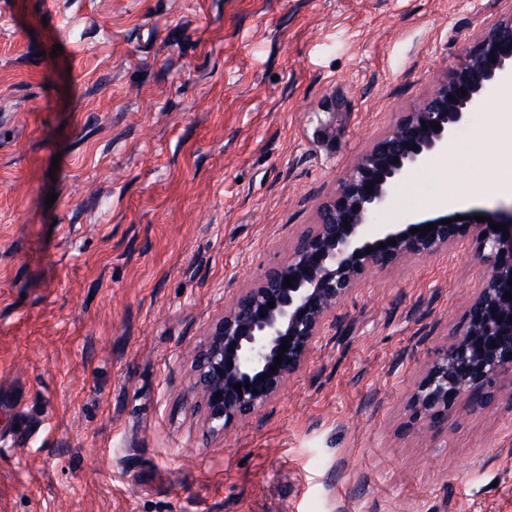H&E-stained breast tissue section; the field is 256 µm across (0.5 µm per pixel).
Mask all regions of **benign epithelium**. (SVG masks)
Masks as SVG:
<instances>
[{
    "instance_id": "benign-epithelium-1",
    "label": "benign epithelium",
    "mask_w": 512,
    "mask_h": 512,
    "mask_svg": "<svg viewBox=\"0 0 512 512\" xmlns=\"http://www.w3.org/2000/svg\"><path fill=\"white\" fill-rule=\"evenodd\" d=\"M512 79V13L499 17L465 47L453 71L399 113L317 207L316 222L294 236L287 257L269 266L224 307L210 325L207 341L192 360L193 390L209 436H218L269 404L288 378L307 362L327 324L352 290L375 269H388L415 256L432 255L470 241L489 262L465 316L411 398L413 419L428 430L448 422L462 405L482 409L512 393V207L483 213L487 221L434 219L419 235L418 224H376L374 214L414 170L448 146L450 137L493 88ZM467 95H462V92ZM455 100H448V95ZM440 125L436 130L431 123ZM418 149H413V146ZM374 184L368 191L365 186ZM507 226L493 230L491 222ZM395 239L397 245L387 244ZM385 246H380V243ZM294 276L293 286L285 278ZM275 302V307L268 303ZM288 340V351L280 350ZM497 347H492V344ZM282 356L281 364L275 357ZM277 366L272 371L270 367ZM242 384L241 390L234 385ZM250 387H244V384Z\"/></svg>"
}]
</instances>
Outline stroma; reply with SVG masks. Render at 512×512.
Returning a JSON list of instances; mask_svg holds the SVG:
<instances>
[{
	"mask_svg": "<svg viewBox=\"0 0 512 512\" xmlns=\"http://www.w3.org/2000/svg\"><path fill=\"white\" fill-rule=\"evenodd\" d=\"M511 11L0 0V512H512L511 403L410 422L488 272L473 244L371 274L228 435L203 436L187 398L211 321ZM498 170L512 84L378 221L445 215L446 193Z\"/></svg>",
	"mask_w": 512,
	"mask_h": 512,
	"instance_id": "35a3bbf8",
	"label": "stroma"
}]
</instances>
